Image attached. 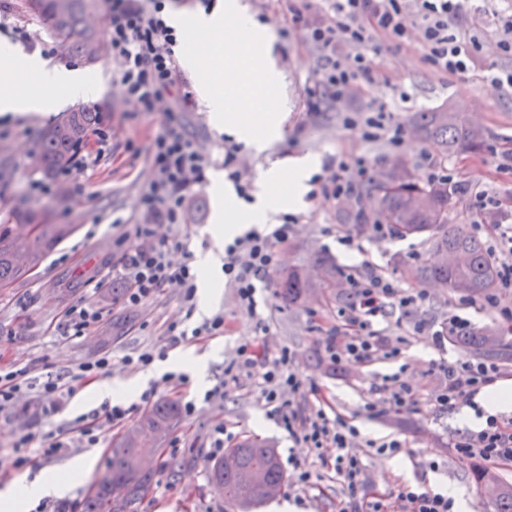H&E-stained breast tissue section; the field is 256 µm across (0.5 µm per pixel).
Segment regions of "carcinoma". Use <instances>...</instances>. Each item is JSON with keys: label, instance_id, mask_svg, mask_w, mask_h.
Returning a JSON list of instances; mask_svg holds the SVG:
<instances>
[{"label": "carcinoma", "instance_id": "carcinoma-1", "mask_svg": "<svg viewBox=\"0 0 512 512\" xmlns=\"http://www.w3.org/2000/svg\"><path fill=\"white\" fill-rule=\"evenodd\" d=\"M25 12L38 18L48 35L70 57L86 65L104 59L107 46L96 28L86 21L91 0H66L63 11L57 0H20ZM102 119V113L86 107H75L43 131L35 163L51 176L71 166L79 157L89 136ZM410 122L423 141H436L444 153H479L485 147L484 132L468 124L462 115L444 104L434 110L414 112ZM406 164L396 158L383 168L369 191L378 196L375 219L389 224L399 238H421L430 245L429 257L418 260L410 268L412 279L419 284L432 282L469 299L485 298L497 288L499 269L479 236L448 226V209L452 196L448 183L418 185L413 178L388 189L391 171ZM413 198L425 201V207L412 209ZM14 223H0V288H7L26 278L36 269L71 231L70 224H48L37 211L20 207L12 216ZM450 252L463 256L461 264L452 267L442 257ZM319 276L306 277L301 268L292 266L281 277L280 292L290 304H296L313 292L321 293L329 303L352 301L347 289V272L329 257L316 258ZM452 340L476 356L499 354L501 340L490 328L477 329L468 336ZM178 419L177 407L162 402L148 410L134 432L157 441H165ZM478 486L494 484L497 493L494 512H512V484L501 482L495 473L481 464L471 467ZM152 470L136 465V446L126 434L112 450L108 473L99 482L86 504V512H135V505L154 481ZM285 474L275 448L265 441L246 439L224 451L211 469V484L231 512H256L276 498L282 490Z\"/></svg>", "mask_w": 512, "mask_h": 512}]
</instances>
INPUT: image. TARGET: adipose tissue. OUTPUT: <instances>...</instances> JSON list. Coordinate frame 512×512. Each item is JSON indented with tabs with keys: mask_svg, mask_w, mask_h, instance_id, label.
<instances>
[{
	"mask_svg": "<svg viewBox=\"0 0 512 512\" xmlns=\"http://www.w3.org/2000/svg\"><path fill=\"white\" fill-rule=\"evenodd\" d=\"M98 89L97 79L75 69L49 66L39 57L20 54L12 44L0 42V112H49L63 100L94 97ZM317 163V158L309 157L289 171L271 166L261 180L255 203L247 208L238 204L222 176H213L210 189L217 199L211 229L214 239L220 242L233 237L245 224L268 223L294 206ZM81 476L80 470L68 467L43 472L30 483L5 487L0 490V512H26L32 499L64 494Z\"/></svg>",
	"mask_w": 512,
	"mask_h": 512,
	"instance_id": "obj_1",
	"label": "adipose tissue"
}]
</instances>
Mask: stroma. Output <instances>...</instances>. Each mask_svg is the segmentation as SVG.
Here are the masks:
<instances>
[{
    "mask_svg": "<svg viewBox=\"0 0 512 512\" xmlns=\"http://www.w3.org/2000/svg\"><path fill=\"white\" fill-rule=\"evenodd\" d=\"M243 2L252 17L267 15L266 25L275 34L272 56L283 77L279 140L261 154L248 146L241 152L249 167L251 183L259 184L272 164L287 169L310 154L318 155L323 161L342 149L354 155L384 154L383 144L365 143L343 127L336 105L327 103L318 114H309L306 90L312 83L317 56L315 50L302 44L298 35L285 34L286 0ZM1 40L65 69L80 66L78 60L61 52L39 20L20 13L14 0H0ZM375 59L377 69L385 75L384 80L365 87L357 97L348 100V107L362 109L375 101H387L396 90L404 89L411 93L412 99L402 104L401 120L447 103L465 117L474 118L476 125L485 131L488 142L505 145L512 141V91L484 80L481 72H472L462 79H444L425 66L415 48L400 52L385 49ZM91 71L97 75L102 91L88 106L103 113L110 137L100 148L87 143L88 152L99 149L104 156L82 177L67 181L48 178L34 164L42 130L60 113L70 110L71 102H62L52 112H0V156L8 160L11 170L9 180L0 182V221L10 220L15 207L22 203L48 211L51 223L74 227L40 268L26 279L0 288V363L23 365L37 360L50 370L60 371L108 352L114 363L105 373V380H122L135 388L132 395L124 397V404H141L142 394L149 390L153 391L157 403L194 401V415L180 417L165 442L155 448L149 462L155 473L154 482L138 502L136 512H225L223 498L210 486L211 461L203 453L206 439L216 425H227L240 440L251 435L270 442L284 460L293 456L312 463L313 456L309 449L296 447L282 425L268 416L251 381L241 380L223 399L213 402L204 399L208 390L223 381L224 368L236 358L239 345L255 337V320L237 305L232 288H219L207 311L197 310L190 315L186 314L174 288L166 289L156 302L136 310L113 301L116 283L108 279L107 273L112 264L114 241L125 230L122 218L134 213L139 191L151 178L147 151L151 137L163 128L166 114L138 112L127 105L114 90L111 60L92 66ZM185 122L189 131L207 143L214 157L211 172L223 171L220 155L225 133L212 124L202 102H195L192 111L186 113ZM423 149L434 157L444 156L437 144L409 137L401 156L412 173L420 171L417 155ZM447 159L462 177L474 182L487 181L493 173L492 165L486 164L480 153L454 154ZM41 181L48 183V193L33 191V183ZM215 209L210 189H203L194 197L186 223L170 228L169 236L186 243L191 255L206 252L213 245L208 230L214 222ZM294 214L299 222L293 227L290 242L282 249V268L296 265L303 267L307 274H314L315 258L326 253L345 270L359 269L369 263L409 286L413 280L407 269L413 263V255L422 256L429 250L418 239L375 242L366 235L361 238V249L348 250L338 242L339 236L350 229L345 209L324 207L307 197ZM184 253L176 251L172 257L179 261ZM280 276V270L273 271L268 282L259 285L256 292L259 311L271 316L270 349H290L305 379L317 383L337 411L352 418L361 440L379 441L396 435L406 443L404 451L395 456L365 457L369 484L374 491H388L399 484H422L442 494L454 488L465 500L468 512H493L491 496L471 478L470 462L457 459L450 447L453 439L469 430L467 418L474 415V408L463 406L438 417L423 406L402 411L383 422L369 420L363 410L370 398L371 383L383 375L403 372L410 385L425 391L435 383L434 376L428 373L432 363L455 361L466 356V349L451 344L446 351H438L424 338L413 335L409 323L398 324L390 319L383 323L386 333L409 340L404 362H378L351 369L338 367L319 348L322 336L336 323V304L324 302L317 294L298 304H289L279 293ZM92 278L104 279L105 286L100 292L88 287L87 282ZM427 290L431 296V315L453 310L469 318L474 327H496V320L482 302L434 284L428 285ZM83 298L103 308L99 326L82 338L64 340L54 336L52 327L56 318L66 307ZM218 314L225 316L229 331L211 340L192 338L195 327ZM173 322L186 332V339L170 341L165 329ZM147 347L167 357H204V380L194 378L191 368L183 364L175 366L166 378H150L145 369L133 370L122 365L124 355ZM183 374L188 376V384L176 386V378ZM26 423L23 414L12 423H0V488L22 478L34 479L45 469L89 460L92 468L69 496L70 502L84 507L110 467L112 448L120 441L121 431H112L99 447L72 448L51 459L29 450L30 461L21 466L12 444ZM431 460L438 462L437 470L428 468ZM285 474L286 483L279 498L267 503L260 512H336L338 501L345 496L330 469L314 465L313 483L307 489L296 487L293 469H286Z\"/></svg>",
    "mask_w": 512,
    "mask_h": 512,
    "instance_id": "obj_1",
    "label": "stroma"
}]
</instances>
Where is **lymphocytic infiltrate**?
<instances>
[{
    "mask_svg": "<svg viewBox=\"0 0 512 512\" xmlns=\"http://www.w3.org/2000/svg\"><path fill=\"white\" fill-rule=\"evenodd\" d=\"M167 0H112L103 35L125 99L137 111L151 112L167 95L183 84L175 55L178 35L165 18ZM478 0H323L316 17L292 9L288 29L318 52L315 79L307 89L308 110L316 113L324 100L337 103L373 84L378 72L371 52L381 49L418 47L424 64L447 78H461L482 70L485 79L503 89H512V69L485 64L484 41L479 28L463 23L482 12ZM396 103L372 102L362 110H346L343 126L362 141L384 143L389 151L403 149L407 128L399 120L398 103L410 100L408 91L396 94ZM190 95H182L166 110L164 129L151 140L148 163L151 180L141 188L138 205L129 222L131 236L115 241L112 276L124 285L121 301L136 308L156 300L169 287H177L186 310H193L197 270L190 260H173L181 243L158 235L160 227L185 223L189 202L206 182L211 158L201 153L187 131L183 114L191 109ZM420 167L426 182L447 181L452 191L462 194L475 216L471 229L487 238V248L500 267L495 293L484 307L512 331V198L501 196L494 184H472L461 179L447 161L420 152ZM377 163L367 156L331 157L322 174L313 179V199L329 206H354L365 214L363 187L372 180ZM294 216H286L271 233L256 231L236 238L224 250V278L233 288L241 307L255 315L253 342L240 345L237 356L224 368V382L210 393L224 396V387L241 378L253 380L259 399L269 415L279 419L301 448L310 449L321 466L334 471L347 491L337 512H453L447 495L408 484L390 492L358 498L366 465L357 451L359 432L342 415H328L329 402L318 385L307 384L288 348L266 351L270 330L267 316L258 314L255 294L280 263L281 250L290 238ZM353 300L340 307L338 323L322 347L331 360L345 366L364 367L379 360L401 358L406 338L388 339L378 321L397 317L410 320L417 335L435 348H444L449 337L471 328L469 319L451 312L442 318H425L430 303L426 289L405 287L393 277L375 272L349 276ZM103 319L98 305L79 300L67 308L56 325L59 335L87 336ZM112 366L111 354L78 365L71 376L30 363L0 367V417L12 420L27 414L41 423L57 416L75 394V382L87 383ZM436 385L418 392L399 375L383 376L373 383L365 406L368 417L384 420L405 408L428 406L437 415L471 405L477 395L508 377L511 372L499 363L479 358L433 364ZM311 394L318 399L312 413L295 406L296 397ZM137 405L106 403L50 434L40 454L51 458L68 448H94L107 431L125 427ZM458 459H477L491 466L512 464V418L487 416L484 425L452 442Z\"/></svg>",
    "mask_w": 512,
    "mask_h": 512,
    "instance_id": "obj_1",
    "label": "lymphocytic infiltrate"
}]
</instances>
